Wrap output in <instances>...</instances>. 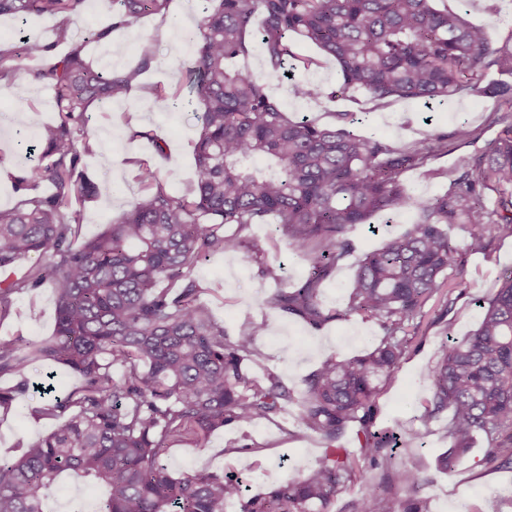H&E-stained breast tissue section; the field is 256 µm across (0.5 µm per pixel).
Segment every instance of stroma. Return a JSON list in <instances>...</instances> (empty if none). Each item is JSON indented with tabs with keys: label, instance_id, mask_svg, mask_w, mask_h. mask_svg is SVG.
Here are the masks:
<instances>
[{
	"label": "stroma",
	"instance_id": "1",
	"mask_svg": "<svg viewBox=\"0 0 512 512\" xmlns=\"http://www.w3.org/2000/svg\"><path fill=\"white\" fill-rule=\"evenodd\" d=\"M198 0H171L167 14L143 17L132 29H112V11L107 0H89L85 13L71 20L69 28L78 35L88 29H109L102 41L90 44L86 53L94 66L122 71L135 66L142 56H150L143 82L165 88L175 85L181 66L196 59V45L174 23L175 16L199 20ZM470 22L485 25L494 44L512 35V0H470ZM297 53L304 65L294 78H304L329 89L339 88L340 72L335 61L322 57L314 47L297 42ZM32 60H21L20 72L10 84L0 86V209H9L21 200L10 180L11 174L34 165L38 157L27 153L15 131L26 128L35 133L37 126L53 122L57 107L53 91L34 82L29 72ZM270 88L284 102L289 115L308 116L319 123H330L335 113L364 114L357 129L389 141L397 147L429 134L453 130L457 120H468L480 136L471 144L458 147L448 156L433 161L422 170L405 174L408 191L416 196H434L447 190L456 157L485 148L498 133L488 125L490 113L500 110L496 99L460 93L448 101L428 106L417 100L378 104L365 96L337 97L335 101L315 102L296 99L288 93V80L274 77ZM200 125L193 110L167 111L152 98L128 96L96 108L90 114L89 132L93 152L84 157L87 170L100 183V193L80 209L79 239L97 235L112 223L140 192L139 164H147L164 180L172 194L183 195L197 184L193 146ZM139 138H132V131ZM160 136L165 151H157L151 135ZM414 215L402 211L392 218L375 216L350 228L353 245L350 255L339 261L320 285L322 305L328 310L344 309L347 284L363 254L377 247L387 236L411 224ZM266 252V265L248 261L242 252H226L199 265L194 279L202 286V300L214 317L223 323L228 336L252 323L264 324L256 339L260 352L257 361L246 367L254 376L277 374L294 394H302L304 380L323 360L332 355L352 358L364 354L368 345L378 341L380 327L361 316L351 315L313 327L297 317H284L265 308L263 301L274 289L298 283L309 274V264L294 255L285 239L278 237L273 225L254 224L245 232ZM275 275H267L266 267ZM512 271V237L498 241L487 253L467 256L466 294L455 300L446 317L436 319L435 303H428L424 324L426 333L413 342L401 369L381 384L374 403V427L397 431L402 449L396 466L417 469L431 476L430 484L418 493L427 500L429 512H512V468L483 461V443H476L454 467L440 472L437 458L446 453L448 413L430 422H422L421 403L431 394L429 370L441 356V345L448 337H463L476 328L481 310L479 299L489 297L500 285L503 275ZM56 296L45 287L17 295L10 319L0 323V337H23L37 342L53 335ZM38 396L20 397L8 416L0 418V460L20 454L23 446L55 429L57 420L37 417L33 411ZM298 404L288 405L274 419L257 424H232L213 433L204 447L175 442L166 457L168 469L176 475L217 472L238 479L244 493L253 494L301 476L324 454L327 444L316 433L300 426ZM100 491L70 475L59 483L45 503V512H93Z\"/></svg>",
	"mask_w": 512,
	"mask_h": 512
}]
</instances>
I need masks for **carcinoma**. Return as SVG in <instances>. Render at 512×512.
<instances>
[{
  "instance_id": "obj_1",
  "label": "carcinoma",
  "mask_w": 512,
  "mask_h": 512,
  "mask_svg": "<svg viewBox=\"0 0 512 512\" xmlns=\"http://www.w3.org/2000/svg\"><path fill=\"white\" fill-rule=\"evenodd\" d=\"M87 0H0V16L62 18L52 46L24 36L0 49V84L15 80L17 60H44L33 80L54 92L55 122L38 132L36 164L12 175L25 194L0 211V322L12 312L13 296L46 285L56 295V327L48 339L27 343L0 338V376L19 378L0 388V414L7 415L29 387L35 362L71 369L79 387L61 398L41 396L35 413L65 418L55 430L27 444L0 464V512H44V500L64 474L100 485L96 512H329L346 485L359 482V460L382 471L383 486L363 499L360 512H426L416 498L425 478L417 470L393 468L396 436L372 430L378 382L398 372L419 336L423 309L442 289L447 302L468 288L465 257L485 253L498 237L512 236V40L489 43L484 27L467 22L461 10L437 9L433 0H202L197 58L170 95L144 90L169 109L194 108L200 131L194 144L198 181L192 195L171 194L159 176L140 167L143 194L94 238L73 246L79 213L65 208L99 193L95 176L82 164L91 151V108L126 96L150 65L145 56L122 72L98 69L85 48L110 34L104 29L80 39L68 23ZM170 0H110L114 28L130 29L148 14L168 10ZM258 37L272 73L298 60L293 40L316 46L341 73L339 90L307 80L291 85L298 99L333 100L357 92L373 102L417 99L440 103L467 91L495 98L511 109L490 115L502 126L485 149L458 159L448 190L434 197L408 192L402 176L469 144L477 135L461 120L450 133L415 140L403 148L356 133L354 113L335 114L320 124L292 119L283 101L268 91V77L229 62L249 52ZM498 79L482 84L483 73ZM264 158L265 168L255 167ZM50 195H29L40 183ZM415 213L406 231L364 253L343 311L329 313L319 286L352 249L349 228L372 215ZM276 219L275 233L306 257L310 275L292 288H277L266 307L296 316L313 327L358 314L382 330L377 345L361 356H332L305 379L299 419L328 445L359 424L360 456L341 446L325 453L306 474L251 496L222 474L174 476L163 457L177 439L202 445L230 424L270 420L294 401L280 379H258L244 363L258 356L262 323L229 338L202 301L195 268L216 253L241 251L263 263L262 251L242 236L251 224ZM465 226L457 245L447 226ZM227 225L235 231L224 233ZM37 255L41 261L17 274ZM478 327L445 341L430 369L428 420L451 411L450 452L439 467L450 469L481 437L484 462L512 466V274L481 301ZM123 368L116 379L112 367ZM411 492L402 499L389 484Z\"/></svg>"
}]
</instances>
